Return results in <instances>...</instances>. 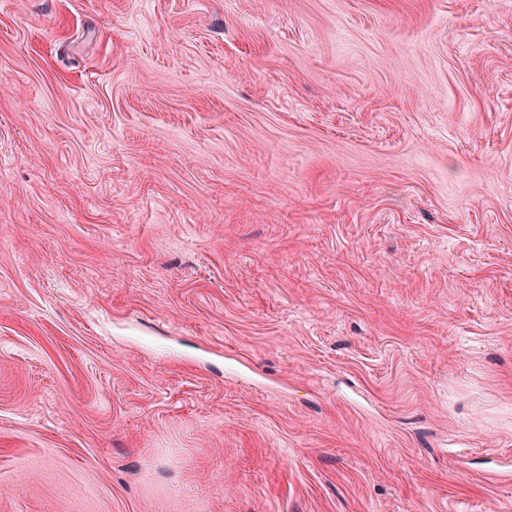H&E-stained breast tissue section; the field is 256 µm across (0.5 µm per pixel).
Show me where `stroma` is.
<instances>
[{
	"mask_svg": "<svg viewBox=\"0 0 512 512\" xmlns=\"http://www.w3.org/2000/svg\"><path fill=\"white\" fill-rule=\"evenodd\" d=\"M0 512H512V0H0Z\"/></svg>",
	"mask_w": 512,
	"mask_h": 512,
	"instance_id": "obj_1",
	"label": "stroma"
}]
</instances>
